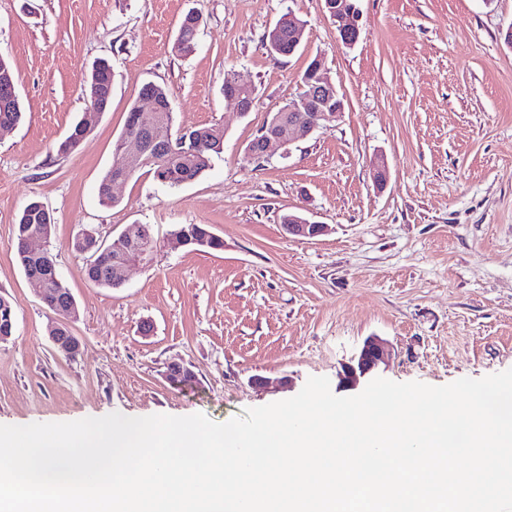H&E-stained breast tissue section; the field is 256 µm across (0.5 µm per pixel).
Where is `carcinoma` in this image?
Instances as JSON below:
<instances>
[{"instance_id": "1", "label": "carcinoma", "mask_w": 512, "mask_h": 512, "mask_svg": "<svg viewBox=\"0 0 512 512\" xmlns=\"http://www.w3.org/2000/svg\"><path fill=\"white\" fill-rule=\"evenodd\" d=\"M202 22V17L195 11L188 12L179 27L174 50L179 54L190 53L195 44L196 37ZM94 78L87 79L83 92L86 98H91L92 83H98L101 89H109L113 84L112 66L106 60L99 61L93 68ZM91 127L83 121L76 122L67 138L60 144L59 151L68 153L74 150L85 138ZM175 128L174 117L171 112H161L153 123V135L158 139H178L180 143L174 149L156 155L147 154L146 168L153 173L159 182L168 186H179L189 183L201 176L211 166L213 157L221 154L224 148V127L205 126L191 128L183 135H178ZM113 172H107L98 185L99 201L106 206H114L119 199L112 196ZM54 230V220L49 210L38 200L30 201L19 213L15 223L16 259L24 274L33 273L45 279V287L62 288L63 282L56 281L52 272L53 255H31L25 248V240L36 231L51 237ZM94 246L91 255L94 256L91 264L85 267V275L91 283L110 288L112 287V270L114 266L113 242L93 244V240L72 242L75 252L82 254L89 246Z\"/></svg>"}]
</instances>
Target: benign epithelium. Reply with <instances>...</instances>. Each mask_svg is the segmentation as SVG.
Listing matches in <instances>:
<instances>
[{"mask_svg": "<svg viewBox=\"0 0 512 512\" xmlns=\"http://www.w3.org/2000/svg\"><path fill=\"white\" fill-rule=\"evenodd\" d=\"M324 8L329 17L336 21L337 42L345 47L354 46L360 36V13L353 0H323ZM242 94H229L225 99L241 115L252 110L255 96L245 95L251 86L232 80ZM141 101L146 106H137L139 112L140 128L150 125L161 111L155 97L150 94H140ZM344 109L343 101L337 88L319 74L316 63H311L305 72L304 83L299 94L288 101V116L276 115L271 124L259 128L257 136L246 146L245 154L252 161H261L267 158L273 147L285 148L297 137L307 136L320 128L324 123L339 116ZM120 152L128 158V162L113 168L116 173L112 185L127 181L137 168L146 164V146L142 134L124 138ZM283 229L292 236L313 238L326 232V225L315 224L295 213L284 216ZM119 248L116 259L117 266L114 271L112 283L121 286L125 283L129 270L135 266L147 267L153 263L157 251V242L143 225H135L122 233L115 241ZM61 295L51 309L62 314H73L76 311V302L70 292L63 288L56 289ZM54 347L67 356L75 357L82 351L78 337L72 333L65 334L55 331L50 334ZM386 355V343L375 336L364 341L358 355L356 364L345 367L340 379L343 388L355 387L360 378L379 367Z\"/></svg>", "mask_w": 512, "mask_h": 512, "instance_id": "benign-epithelium-1", "label": "benign epithelium"}]
</instances>
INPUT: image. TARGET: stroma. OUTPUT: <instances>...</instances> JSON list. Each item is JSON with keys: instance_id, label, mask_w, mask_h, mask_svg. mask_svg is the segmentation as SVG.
<instances>
[{"instance_id": "stroma-1", "label": "stroma", "mask_w": 512, "mask_h": 512, "mask_svg": "<svg viewBox=\"0 0 512 512\" xmlns=\"http://www.w3.org/2000/svg\"><path fill=\"white\" fill-rule=\"evenodd\" d=\"M358 7L360 39L346 48L323 0H0V56L24 112L0 132V294L15 313L0 343V425L113 412L224 423L295 396L312 376L347 397L340 376L371 336L391 350L376 376L395 382L442 386L512 368V0ZM191 9L202 25L180 55ZM288 12L306 21L303 41L271 55L265 37ZM101 58L112 63L111 107L58 153ZM316 58L342 116L249 160L246 145ZM228 72L255 90L247 115L224 98ZM148 82L168 89L176 126H223L224 151L176 187L139 169L117 187L118 205L103 206L98 183L122 160L115 145ZM33 199L54 216L49 248L78 305L75 358L54 349L48 329L60 318L16 262L14 223ZM288 212L329 230L288 235ZM133 224L151 228L154 263L120 288L89 282L75 234L108 241ZM182 224L207 225L223 249L171 246ZM173 361L196 383L169 382ZM201 22L202 17L195 11H189L184 16L174 44L177 53L187 55L193 50Z\"/></svg>"}]
</instances>
